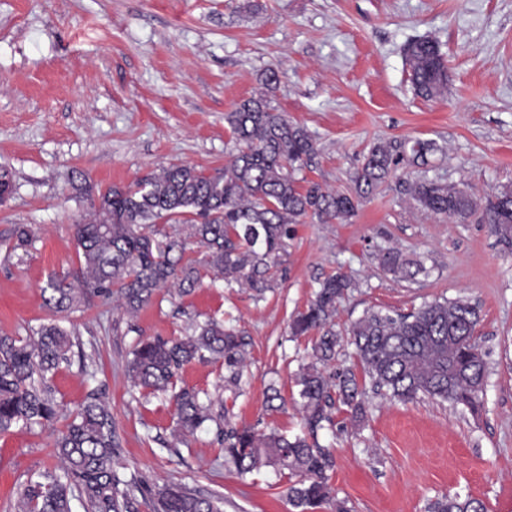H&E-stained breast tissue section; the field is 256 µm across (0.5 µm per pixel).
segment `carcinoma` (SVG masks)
<instances>
[{
	"label": "carcinoma",
	"mask_w": 512,
	"mask_h": 512,
	"mask_svg": "<svg viewBox=\"0 0 512 512\" xmlns=\"http://www.w3.org/2000/svg\"><path fill=\"white\" fill-rule=\"evenodd\" d=\"M416 93L431 100L448 87V69L437 42L418 39L405 49ZM236 153L224 170L207 173L186 163H170L127 187L110 186L91 199L92 213L74 225L79 267L54 274L42 288L44 305L63 314L98 296L117 293L129 312L148 304L157 288L174 281L182 296L194 292L205 268L261 296L278 285L295 225L311 216L321 224L348 223L362 200L400 168H422L435 151L432 142L392 146L376 144L356 172L350 192L330 191L298 177L312 162L315 148L306 129L275 111L267 95L240 100L226 115ZM424 211L465 221L481 212L502 239H512V190L485 200L439 177L422 176L408 186ZM179 224L173 233L160 224ZM201 258L185 257L188 242ZM382 269L402 281L428 275L423 260L394 246L375 254ZM353 287L344 273L319 283L314 299L290 324L291 335L316 333L309 362L296 376L306 436L289 438L275 430H233L224 448L240 474L266 462L292 477L288 502L299 512H317L334 504L335 512H352L335 501L330 485L332 452L309 440L332 421L340 403L356 420L366 414L365 392L350 368H327L343 342L355 347L364 376L390 400L419 397L475 411L489 378L486 353L474 336L479 308L470 299L440 298L410 312L370 309L347 329H336L337 304ZM78 358L93 365L76 330L57 321L42 324L20 339L0 335V434L15 427L51 426L59 416L51 380L61 364ZM223 360L238 383L245 363L239 331L210 317L180 339L139 342L127 364L134 386L146 395L168 396L175 405L177 431L192 434L205 423L224 436V400L201 398L200 391L177 386V375L194 361ZM54 448L61 472L45 471L20 492L17 512H139L138 498L152 502L153 512H222V499L179 483L150 486L135 472L119 469L120 452L112 413L94 389L58 432ZM140 496H135V493ZM432 512H485L484 504L459 492L431 503Z\"/></svg>",
	"instance_id": "1"
}]
</instances>
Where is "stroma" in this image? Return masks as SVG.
<instances>
[{
    "label": "stroma",
    "instance_id": "1",
    "mask_svg": "<svg viewBox=\"0 0 512 512\" xmlns=\"http://www.w3.org/2000/svg\"><path fill=\"white\" fill-rule=\"evenodd\" d=\"M423 37L448 65V90L432 101L415 94L404 56ZM263 92L312 137L316 157L301 175L323 187L353 189L373 144L422 140L437 146L430 176L482 197L512 189V0H0V167L14 184L0 205V335L26 337L52 319L41 289L78 265L74 226L89 188L169 163L223 168L234 147L227 113ZM420 174L389 177L350 223L305 218L286 279L263 298L206 272L191 295L165 288L133 314L101 297L75 309L63 324L94 344L96 372L61 366L57 403L73 411L103 387L121 462L149 483L219 495L223 512H293L286 472L239 475L211 427L177 436L173 402L144 396L128 375L136 344L185 336L209 316L236 326L247 342L240 384L218 360L185 366L180 385L222 395L233 427L293 436L295 375L314 339L292 338L289 324L319 280L343 272L356 282L337 308L340 328L370 308L466 297L479 305L475 335L491 367L477 411L372 394L364 421L338 407L318 441L334 456V495L353 512H428L458 491L486 512H512V242L477 219L416 208L407 188ZM22 225L31 238L20 248ZM388 245L421 256L428 276L385 273L374 251ZM271 386L281 409L266 401ZM53 444L37 427L0 435V512H15L29 477L58 468Z\"/></svg>",
    "mask_w": 512,
    "mask_h": 512
}]
</instances>
